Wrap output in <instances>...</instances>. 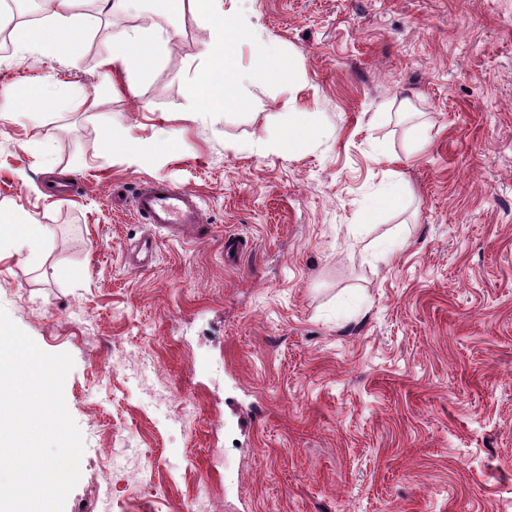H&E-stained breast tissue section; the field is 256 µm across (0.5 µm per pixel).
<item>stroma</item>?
Listing matches in <instances>:
<instances>
[{
  "label": "stroma",
  "instance_id": "35a3bbf8",
  "mask_svg": "<svg viewBox=\"0 0 512 512\" xmlns=\"http://www.w3.org/2000/svg\"><path fill=\"white\" fill-rule=\"evenodd\" d=\"M224 10L249 29L240 68L271 47L294 88L256 79L237 109L197 112L212 27L163 0H81L72 55L0 48V213L52 229L37 265L0 243V307L73 359L64 512H190L207 489L216 512H512V0ZM122 28L163 34L154 73L104 66ZM20 83L69 104L30 120ZM300 111L316 138L262 145ZM51 175L75 191L48 196ZM157 178L197 196L208 233L160 235L145 268L131 195ZM123 353L155 360L171 402Z\"/></svg>",
  "mask_w": 512,
  "mask_h": 512
}]
</instances>
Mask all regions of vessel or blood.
Here are the masks:
<instances>
[{"mask_svg": "<svg viewBox=\"0 0 512 512\" xmlns=\"http://www.w3.org/2000/svg\"><path fill=\"white\" fill-rule=\"evenodd\" d=\"M133 211L146 223L169 231L174 237L195 234L205 226L195 196L163 179L145 182L137 189Z\"/></svg>", "mask_w": 512, "mask_h": 512, "instance_id": "vessel-or-blood-1", "label": "vessel or blood"}]
</instances>
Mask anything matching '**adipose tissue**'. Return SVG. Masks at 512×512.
<instances>
[{
    "instance_id": "1",
    "label": "adipose tissue",
    "mask_w": 512,
    "mask_h": 512,
    "mask_svg": "<svg viewBox=\"0 0 512 512\" xmlns=\"http://www.w3.org/2000/svg\"><path fill=\"white\" fill-rule=\"evenodd\" d=\"M75 0H51V15L47 22L39 25L14 24L11 38L22 50L36 49L44 57H56L75 52L82 45L86 30L73 12ZM173 12L194 11L212 23L216 42L210 54L211 76L202 80L191 90V95L201 112L218 114L234 109L240 102V90L251 75L273 80L292 79L293 62L257 48V67L254 74L240 72L238 51L248 32L234 18L224 13V0H168ZM104 66L116 72L152 71L155 52L149 33L137 29H123L112 37L105 51Z\"/></svg>"
}]
</instances>
